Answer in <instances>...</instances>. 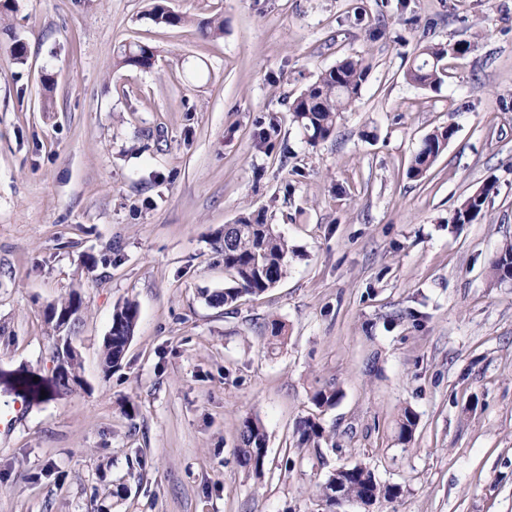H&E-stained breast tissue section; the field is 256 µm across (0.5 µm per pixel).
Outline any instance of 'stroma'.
Instances as JSON below:
<instances>
[{"label": "stroma", "instance_id": "stroma-1", "mask_svg": "<svg viewBox=\"0 0 512 512\" xmlns=\"http://www.w3.org/2000/svg\"><path fill=\"white\" fill-rule=\"evenodd\" d=\"M167 5L187 23H155L153 0H0V409L21 414L0 512H325L320 484L356 463L400 494L348 512H512V279L491 270L512 242V0ZM450 40L475 48L439 89L409 85L418 47ZM134 43L150 65L117 66ZM357 55L358 99L310 143L291 102ZM244 215L294 252L274 288L217 306ZM72 293L81 385L24 401L10 376L50 375L47 309ZM128 299L134 337L106 375ZM248 416L268 435L259 474L237 459ZM307 416L330 438L300 449ZM451 135L452 130L446 128L442 131H434L425 136L420 149L415 154L407 170V175L410 179L418 180L424 177L444 149ZM489 192V188L485 187L480 197L474 198L472 195L469 196L457 209L455 222L466 224L473 221L481 212ZM138 320L137 304L126 301L122 306H117L112 314V328L103 346L101 364L105 370L117 367L125 353V349L133 338L134 329Z\"/></svg>", "mask_w": 512, "mask_h": 512}]
</instances>
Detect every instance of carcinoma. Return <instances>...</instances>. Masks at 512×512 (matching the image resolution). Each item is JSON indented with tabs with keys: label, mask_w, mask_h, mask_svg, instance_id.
Returning <instances> with one entry per match:
<instances>
[{
	"label": "carcinoma",
	"mask_w": 512,
	"mask_h": 512,
	"mask_svg": "<svg viewBox=\"0 0 512 512\" xmlns=\"http://www.w3.org/2000/svg\"><path fill=\"white\" fill-rule=\"evenodd\" d=\"M152 17L157 23L178 25L185 18L156 3ZM473 50L469 41L430 43L423 46L405 73L406 81L419 88L437 89L446 76L444 62L460 58ZM153 55L152 48L145 44L128 45L121 49L118 64L124 66L145 65L143 58ZM369 65L362 59H346L322 72L300 95L294 99L291 112L294 121L308 134L310 141L317 142L332 136L336 131V120L360 95L366 81ZM452 135L451 129L435 131L422 141L407 170V176L418 180L426 174L444 149ZM490 187L482 195L468 197L457 209L455 222L466 224L481 212ZM224 256V273L232 286L216 293L210 300L218 305L231 306L243 295H259L277 284L285 275L290 248L288 241L273 225L252 223L243 216L236 224L224 225V243L220 247ZM496 278L506 281L512 278V245L506 246L493 262ZM138 320L137 304L131 301L115 308L112 314V342L105 344L101 355L104 369L118 366L125 349L133 338ZM34 374L27 373L17 378V384L24 397L31 401L42 400V394L59 393L67 390L65 385L47 387L43 379L33 381ZM337 391L332 385L314 390L312 402L318 408H330L336 404ZM416 416L410 410L404 411L398 423V441L411 440ZM295 434L298 447L319 446L328 435L321 422L314 417L297 421ZM267 435L261 422L256 418L245 419L239 430V463L255 472L262 471L266 458ZM352 496L359 499L368 495L372 501H391L398 497L400 490L393 485L377 481L374 472L366 465L355 464L340 472Z\"/></svg>",
	"instance_id": "cac0c4a2"
}]
</instances>
